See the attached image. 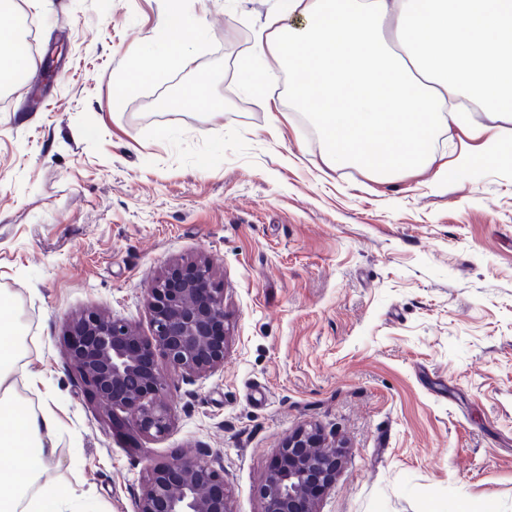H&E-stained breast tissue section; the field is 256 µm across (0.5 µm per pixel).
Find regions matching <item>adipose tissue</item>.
Wrapping results in <instances>:
<instances>
[{"label":"adipose tissue","instance_id":"ef3b65f1","mask_svg":"<svg viewBox=\"0 0 512 512\" xmlns=\"http://www.w3.org/2000/svg\"><path fill=\"white\" fill-rule=\"evenodd\" d=\"M295 24H287V17ZM179 4L155 29L152 51L133 58L129 80L155 77L159 56L179 47L187 26ZM277 37L301 106L319 119L325 156L375 175L423 169L425 129L456 126L492 146L512 132V0H288L264 23ZM15 28L0 26V83L32 78ZM480 103L472 124L459 100ZM24 330L0 318V512H74L66 493L43 481L56 418L19 405L13 375Z\"/></svg>","mask_w":512,"mask_h":512}]
</instances>
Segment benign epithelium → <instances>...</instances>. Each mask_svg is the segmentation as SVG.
<instances>
[{
	"mask_svg": "<svg viewBox=\"0 0 512 512\" xmlns=\"http://www.w3.org/2000/svg\"><path fill=\"white\" fill-rule=\"evenodd\" d=\"M181 278L173 265L148 290L152 336L143 338L124 321L87 310L69 323L70 364L90 390L127 414L138 434H165L171 409L160 399L165 380L157 356L187 374L224 364V293L213 287L209 267ZM342 453L313 428L301 427L275 453L258 488L262 512H318L336 480ZM137 512H228L220 458L202 453L154 465Z\"/></svg>",
	"mask_w": 512,
	"mask_h": 512,
	"instance_id": "obj_1",
	"label": "benign epithelium"
}]
</instances>
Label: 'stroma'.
Wrapping results in <instances>:
<instances>
[{
	"label": "stroma",
	"mask_w": 512,
	"mask_h": 512,
	"mask_svg": "<svg viewBox=\"0 0 512 512\" xmlns=\"http://www.w3.org/2000/svg\"><path fill=\"white\" fill-rule=\"evenodd\" d=\"M181 7L183 57L128 85L167 0L20 3L34 65L67 45L52 81L0 87V291L25 317L17 398L58 421L45 480L85 512H137L155 463L206 450L230 512H261L274 454L313 425L344 448L321 512H512V169L451 166L457 128L425 171L331 165L287 66L253 49L279 0ZM245 66L260 94L220 82ZM183 74L226 107L152 111ZM200 260L224 290V364H161L172 426L126 443L67 324L97 309L150 335V284Z\"/></svg>",
	"instance_id": "35a3bbf8"
}]
</instances>
